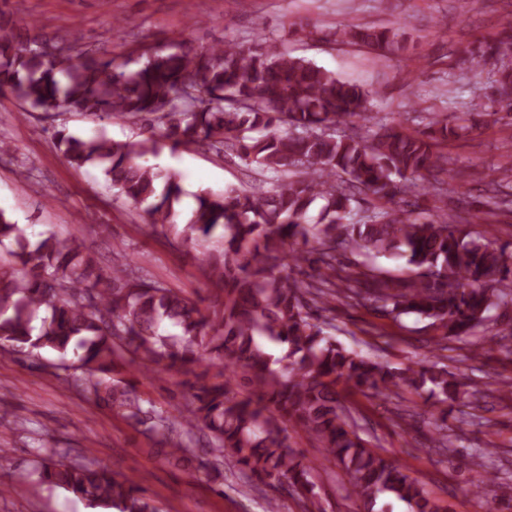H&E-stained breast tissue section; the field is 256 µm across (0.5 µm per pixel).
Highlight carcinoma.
<instances>
[{
    "mask_svg": "<svg viewBox=\"0 0 512 512\" xmlns=\"http://www.w3.org/2000/svg\"><path fill=\"white\" fill-rule=\"evenodd\" d=\"M335 35L374 51L405 49L394 26L347 24ZM52 42L55 54L38 53ZM495 59L496 86L512 87V35L478 48ZM129 63L82 50L70 34L29 38L0 24V94L29 111H64L100 120L144 121L161 133L113 140L56 132L57 148L73 167L97 166L129 205L143 210L149 234H170L194 248L221 231L222 249L201 259L217 290L205 308L128 264L108 271L80 239L28 235L0 210V353L57 356L51 375L76 373V383L99 409L156 435L155 457L191 467L217 481L228 463L264 485L292 488L303 512H325L314 490V467L289 450L284 424L313 438L350 478L361 512H377L385 498L411 512H440L424 483L369 447L353 429L338 387L390 395L424 389L439 402H462L465 385L436 363L393 370L346 349L313 322L308 297L336 295L377 305L393 320L415 316L467 336L493 311L512 322V251L438 215L415 213L418 195L444 196L451 176L448 142L480 127L481 117L512 114L471 104L432 112L425 128L405 133L378 120L371 92L334 72L281 51L271 36L250 45L225 42L192 52L180 41ZM232 151L258 174L278 183L264 191L228 186L195 194L190 217L178 221L182 175L144 161L168 147ZM480 181L497 205L512 206V168ZM372 212L353 224L359 196ZM400 257L408 276L368 267L336 271V251ZM286 348L275 360L262 346ZM279 363L287 372L272 368ZM135 364L153 378L176 371L184 403L177 414L142 405ZM201 432L213 459H196L182 445ZM21 482L62 488L104 512H160L142 481L93 462L52 457L37 477Z\"/></svg>",
    "mask_w": 512,
    "mask_h": 512,
    "instance_id": "1",
    "label": "carcinoma"
}]
</instances>
